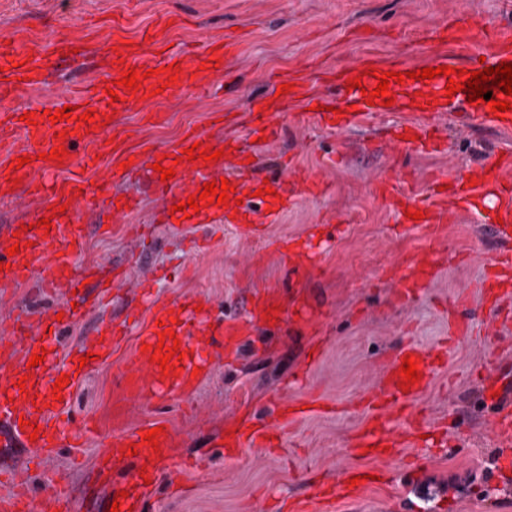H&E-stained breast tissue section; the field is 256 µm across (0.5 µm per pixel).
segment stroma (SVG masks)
Wrapping results in <instances>:
<instances>
[{
    "mask_svg": "<svg viewBox=\"0 0 512 512\" xmlns=\"http://www.w3.org/2000/svg\"><path fill=\"white\" fill-rule=\"evenodd\" d=\"M169 13L187 19L169 33L174 45L201 46L236 30L239 52L227 75L232 90L201 108L189 93L175 92L160 103L167 120L158 126L143 120L144 103L117 115L127 150L165 147L190 127L210 130L213 111L238 118L222 136L247 139L249 103L273 94L272 75L296 73L313 84L319 69L366 58L401 72L425 68L452 48L436 39L415 40V32L457 16L475 32H485L512 21V0H0V32L23 30L48 51L63 36L81 37L94 52L137 38ZM413 118L397 109L336 131L308 119L299 105L289 106L276 140L254 148L257 175L262 180L278 175L286 160L326 189L299 200L252 239L241 238L230 224H154L157 202L142 181L114 187L142 200L126 220L79 212L86 227L80 261L126 265L133 282L154 279V299L174 302L201 292L211 300L213 316L234 317L252 289L268 285L309 310L296 325L255 327L241 338L232 363L216 354L212 373L188 400L166 401L152 410L125 408L118 422L125 428L156 417L169 420L178 457L195 463L184 493H175L167 477H160L145 512H257L258 503L279 506L304 496L312 482H336L357 463L348 445L364 424L362 402L377 391L384 357L407 343L442 358L416 407L431 424L444 426L447 450L435 456L413 446L393 459L370 461V468L382 472L381 483L357 501L337 503L335 512H512V476L498 472L502 449L488 430L482 383L474 375L493 355L512 368V325L492 327L480 295L495 249L482 214L463 212L446 223L428 295L397 304L390 277L429 246L423 230L402 221L394 198L429 194L434 176L465 172L498 151L512 150V129H479L436 115L432 123L444 150L392 148L388 128ZM461 291L469 296L468 317L477 328L452 338L448 325L457 311L451 300ZM122 314L117 300L110 309L90 313L59 339L60 354L93 334L111 343L97 328ZM135 344L132 335L115 344L112 357L74 388L71 415L102 424V437L111 436L117 423L113 380ZM311 396L332 405V412L287 426L280 451L252 448L238 460L218 454L225 424L245 416L273 424L280 416L278 398ZM102 437L84 440L80 454L65 448L46 459L32 468L31 482L43 487L57 477L73 512H107L86 490L104 451ZM417 457L429 458V465L408 471L407 462Z\"/></svg>",
    "mask_w": 512,
    "mask_h": 512,
    "instance_id": "35a3bbf8",
    "label": "stroma"
}]
</instances>
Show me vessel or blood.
<instances>
[{"mask_svg": "<svg viewBox=\"0 0 512 512\" xmlns=\"http://www.w3.org/2000/svg\"><path fill=\"white\" fill-rule=\"evenodd\" d=\"M168 22H160L142 31L140 38L129 46H120L109 62L101 64L98 74L78 83L60 84L55 93L59 105H77L81 110H93L89 123L82 121L51 122L48 113L38 112L33 123L21 121L19 113L0 112V198L18 207L28 206L32 199L48 197V207L39 211L40 216L50 218V229L21 231L13 224L9 232L0 238V288H19L28 282H39L42 292L51 296L63 294L64 300L55 304L51 311L39 312L25 305L15 308L16 314L8 331L0 333V512H36L45 506L47 512H70V504L56 495L38 499L29 484L28 467L36 459L56 455L59 449L76 447L79 439L89 432V421L75 422L67 418L68 398L83 371L78 360L61 365L54 353L57 336L63 329L81 323L86 313L90 288H98L102 295H110L113 289L123 287L127 281L124 272L113 271L111 279H96L93 267L77 262L84 227L77 224V210L96 211L109 206L116 218L124 219L133 214L138 204L130 198L118 199L110 194L114 179L148 174L155 163L174 168L175 178L154 182V194L162 216H169L173 205L185 202L187 197L199 196L204 184L218 181L225 164H233L238 171L234 183L236 197L258 195V183L253 182L254 167L248 152L238 141L225 140L226 155L215 162L183 161L184 149L194 143L212 146V138L206 132L187 129L181 138L164 149L131 150L125 153L124 168L103 176L95 187H87L78 178H71L55 185H48L46 175L52 170L69 169L78 146L88 149L83 158L87 167L104 160L116 151L123 132L120 128H107L105 121L111 111L128 108L137 103L155 104L166 100L168 94L180 88H190L197 100H204L206 89L222 80L224 69L235 57L238 40L227 35L213 39L200 50L168 51L166 33ZM433 37L452 44L454 54L441 57L440 65L456 67L459 57H468L469 71L495 67L501 62H512V25L493 28L485 35L482 52L473 49L475 39L467 22L449 20L432 32ZM77 41L62 37L53 51H45L33 40L20 41L12 35L0 36V100L5 98H34L43 88V72L48 65L61 61H77ZM137 69L144 80L138 90L131 91L118 85V78L129 69ZM154 70V77H147V70ZM177 73V80H170V73ZM361 74V89L346 90L349 77ZM320 80L326 85L323 93L312 92L304 80L293 82L290 92L280 95L273 103L252 101L249 106V130L251 136L275 139L279 129L277 117L287 111L291 102H299L303 108H316V117L331 128L349 129L363 124L367 118L384 109L382 103H368L366 94L374 90L377 81L362 75L360 66L347 65L333 71L322 72ZM446 77L415 84L391 83L390 91L395 99L410 103L411 99L430 103L435 112L460 113L465 124L490 129L512 128V113H495L483 103H469L466 93L446 97L443 88ZM343 101L348 112L333 113L332 105ZM409 139H400L398 133H390L389 141L405 149L439 150L442 140L434 135L426 122L409 124ZM64 147L66 155L59 162L40 160V153L51 148ZM29 156L30 164L19 165L21 156ZM273 195L258 196L259 204L244 208L235 204L220 207L202 205L193 214L195 224H234L242 237H252L256 224H270L287 211L291 197L312 196L322 192L320 182L282 169L279 176L270 180ZM493 204L497 221L489 225L490 232L506 246L489 260V268L482 281V294L494 316L512 317V152H505L502 162H489L486 167L472 171L470 176L446 173L431 181V196L422 200L413 196L400 197L395 201L398 209L422 213V223L438 227L446 223L455 212L470 210L474 201ZM19 245L17 255H9L8 248ZM434 275V261L430 254L414 255L399 280L396 293L398 303L406 304L417 294L425 292ZM275 308L277 324H287L292 311L281 291L276 289L255 290L244 317L216 318L212 304L204 296L195 294L174 303L154 302L149 310L150 322L139 336L135 347L119 376L117 391L122 401L135 400L146 406L157 401H178L188 396L199 381V372L209 371L216 349L234 351L242 336L254 324L263 322L267 308ZM172 330V338L160 339V329ZM179 346L183 360H170L167 367H159L150 359L149 351L158 343ZM44 352L45 360L38 366H30L32 354ZM418 359L421 378L411 389H401L397 375L405 355ZM440 356L408 344L402 346L383 364L380 378V394L376 398L377 414L372 415L370 430L359 435L353 445L355 454H367L379 458L383 454L398 456L408 443L414 442L426 427L425 419L409 414L403 431L389 429L383 421V411L408 410L431 382L432 372L440 365ZM485 379L494 389L512 390V371L487 360L483 365ZM68 374L61 396H54L53 385L61 374ZM157 430L159 450L143 441L148 430ZM490 431L502 446L500 467L512 465V402L501 399L493 408ZM281 429L267 426L254 427L235 424L231 427L220 449L225 458L242 455L250 448L275 451L280 448ZM136 448L131 468L126 473L128 498L122 499L120 512H143L145 496L149 492V480L157 479L162 472H179L182 460L173 450V436L166 420L153 419L134 430H113L112 452L120 454L128 448ZM354 486L337 482L331 487H313L304 499L297 501L291 512H314L317 504L334 500H349Z\"/></svg>", "mask_w": 512, "mask_h": 512, "instance_id": "1", "label": "vessel or blood"}]
</instances>
